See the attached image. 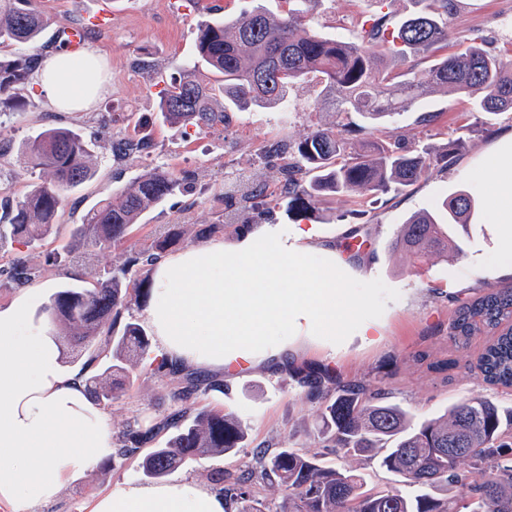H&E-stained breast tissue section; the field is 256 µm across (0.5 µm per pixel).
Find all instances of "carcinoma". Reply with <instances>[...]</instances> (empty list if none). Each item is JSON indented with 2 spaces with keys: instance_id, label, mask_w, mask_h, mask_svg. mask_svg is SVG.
<instances>
[{
  "instance_id": "carcinoma-1",
  "label": "carcinoma",
  "mask_w": 512,
  "mask_h": 512,
  "mask_svg": "<svg viewBox=\"0 0 512 512\" xmlns=\"http://www.w3.org/2000/svg\"><path fill=\"white\" fill-rule=\"evenodd\" d=\"M276 15L261 5L235 20L206 21L198 28L196 60L158 92L163 120L173 128L200 130L224 123L227 112L251 106L283 107L291 85L310 75L319 78L331 96L335 112L358 113L364 124L356 129L340 122L316 127L304 139L273 144L268 154L285 156L280 193L269 194L267 209L307 213L329 196L402 191L445 170L451 153L433 154L406 142L390 143L371 136L389 119L437 89L475 98L485 112L512 109V59L490 49L488 39L452 27L458 0H425L426 6L400 25L390 28L383 0H373L371 15L351 40H338L309 28L297 3ZM50 18L37 0H0V46L35 40ZM467 44L459 55H442L448 40ZM432 58L421 74L415 56ZM37 67L26 55L0 56V100L9 101L29 84ZM219 72L217 87L204 73ZM225 106L216 107L217 97ZM147 143L132 136L112 140L120 158L138 157ZM33 166L50 179L16 200L9 223L0 225V246L26 245L44 238L55 223L61 194L90 180L89 144L75 131L51 127L21 147ZM191 176H178L161 167L136 178L115 199L96 204L76 226L68 255L110 248L123 242L132 224L168 197L186 190ZM474 207L465 190L451 192L435 211L413 215L394 241L413 263L434 253L448 255L452 228L468 225ZM179 225L165 224L151 243L125 256L112 275L99 277L91 288L64 284L41 313L51 322L70 325L69 344L89 354L85 365L102 355L96 339L112 329V362L102 373L87 378L91 397L110 402L123 392L112 376L144 357L150 339L142 326L123 320L132 297L146 280L139 272L174 247ZM41 270L17 258L6 280L17 285L34 281ZM450 336L461 346L475 336L489 340L477 358L482 381L512 388V287L491 288L461 304L449 325ZM155 370L176 380L173 398L182 403L177 414L149 427L128 426L117 436L116 455L127 456L152 441L161 431L171 436L166 447L155 448L142 462L145 476L162 477L198 460L224 455L242 447L246 429L237 416L196 407L198 393L219 390L224 384L165 358H154ZM298 383L320 401L317 433L324 447L354 461H377L379 467L403 478L404 487L368 491L365 474L353 466L335 468L318 455L297 448H280L256 455L254 464L239 475L219 474L226 512H267L255 488L276 483L285 490L275 512H512V407L503 408L484 397L451 405L446 413L414 421L401 404L387 401L361 380L336 379L325 371L297 374Z\"/></svg>"
}]
</instances>
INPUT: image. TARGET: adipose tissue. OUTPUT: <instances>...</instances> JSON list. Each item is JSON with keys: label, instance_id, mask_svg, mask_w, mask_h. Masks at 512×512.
<instances>
[{"label": "adipose tissue", "instance_id": "1", "mask_svg": "<svg viewBox=\"0 0 512 512\" xmlns=\"http://www.w3.org/2000/svg\"><path fill=\"white\" fill-rule=\"evenodd\" d=\"M104 58L62 52L43 61L34 83L62 112L88 110L107 92ZM490 183L487 221L501 266L512 269V137L484 157ZM347 266L322 247L313 227L260 224L238 242L214 241L152 264L144 315L160 353L201 370L282 368L319 337L371 341L376 322L352 319ZM33 290L0 307V507L33 512L55 502L73 478L115 451L102 409L78 372L64 370L59 337L32 324ZM88 512H225L221 493L192 479L144 485L125 481Z\"/></svg>", "mask_w": 512, "mask_h": 512}]
</instances>
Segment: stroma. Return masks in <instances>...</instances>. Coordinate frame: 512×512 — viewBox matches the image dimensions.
Returning <instances> with one entry per match:
<instances>
[{
	"label": "stroma",
	"mask_w": 512,
	"mask_h": 512,
	"mask_svg": "<svg viewBox=\"0 0 512 512\" xmlns=\"http://www.w3.org/2000/svg\"><path fill=\"white\" fill-rule=\"evenodd\" d=\"M260 4L275 13L288 8L286 0H39L50 17L49 25L34 43L9 47V54L44 58L59 47L65 27L107 10L108 28L90 32L86 48L106 54L111 90L89 111L57 112L29 84L17 92L12 107L0 110V147L6 151L0 158V217H7L15 201L47 177L20 153L22 145L44 129L64 126L79 133L90 145L94 170L92 179L64 192L55 226L44 240L31 247L16 243L0 249V270L18 257L41 268L45 253L69 240L89 209L146 170L190 171L195 181L187 193L172 196L144 214L121 245L64 259L54 270L44 272L33 283L37 305L47 303L63 284L92 286L96 276L119 265L129 250L146 247L164 224L180 225L177 248L181 251L219 240L232 243L253 218L242 214L235 228L222 230L220 194L247 184L280 188L284 160L267 156L269 146L282 140L298 142L317 126L336 122L322 84L308 78L289 88L284 112L259 107L236 110L230 112L226 125L205 131L192 126L177 130L164 123L155 107L157 84L193 63L200 23L213 17L234 19ZM370 10L369 0H323L314 27L349 39ZM453 24L457 30L487 36L499 49L511 48L512 0H459ZM427 112L436 113L437 118L425 124L421 117ZM116 131L142 138L149 145L147 152L134 160L116 159L111 142ZM509 136L512 112L488 114L473 100L442 90L385 124L382 139L415 141L434 153L454 149V165L400 193L329 199L304 219L325 242L341 245L366 238L361 257L352 262L355 270L371 275L356 315L376 320L381 335L370 342L356 336L337 337L332 365L323 350L311 349L291 369L246 370L225 377L223 391L199 393V405L241 418L248 437L237 451L178 469V476L208 484L216 471L240 472L257 452L287 447L320 453L326 464L344 466V458L323 453L316 436L318 405L299 385L294 375L298 369L371 381L419 420L442 415L450 405L470 397H487L512 407V390L489 387L477 375L475 363L485 337H473L468 347L460 348L449 334L459 305L488 288L512 286V274L500 271L490 225L471 224L458 230L462 254L435 256L419 267L393 246L411 215L433 210L454 190H468L477 205H484L485 190L474 174L476 162ZM124 387L118 399L104 406L113 431L154 423L177 408L169 377L153 373L147 362L129 368ZM145 454L140 448L126 457L100 462L69 483L55 503L37 512H87L97 495L127 480L143 481L139 464Z\"/></svg>",
	"instance_id": "35a3bbf8"
}]
</instances>
